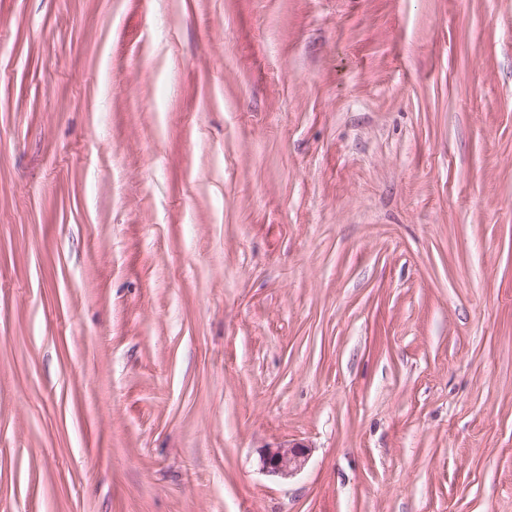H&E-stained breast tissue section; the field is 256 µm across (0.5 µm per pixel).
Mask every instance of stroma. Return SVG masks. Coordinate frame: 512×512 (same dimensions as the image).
Returning <instances> with one entry per match:
<instances>
[{
	"mask_svg": "<svg viewBox=\"0 0 512 512\" xmlns=\"http://www.w3.org/2000/svg\"><path fill=\"white\" fill-rule=\"evenodd\" d=\"M0 512H512V0H0ZM309 448L311 447L300 442H287L271 447L261 457V468L270 475L288 478L304 466Z\"/></svg>",
	"mask_w": 512,
	"mask_h": 512,
	"instance_id": "1",
	"label": "stroma"
}]
</instances>
